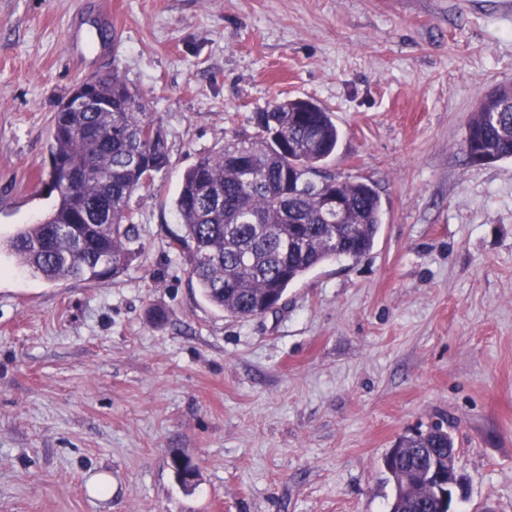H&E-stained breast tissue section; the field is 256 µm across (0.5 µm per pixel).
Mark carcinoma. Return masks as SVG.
I'll use <instances>...</instances> for the list:
<instances>
[{
  "mask_svg": "<svg viewBox=\"0 0 512 512\" xmlns=\"http://www.w3.org/2000/svg\"><path fill=\"white\" fill-rule=\"evenodd\" d=\"M92 111L54 114L49 145L62 177L73 165L90 173L55 192L46 216L23 225L6 244L32 275L94 284L129 267L135 224L131 197L169 164L166 135L155 113L117 71L88 79ZM256 135L240 134L203 154L184 173L175 199L182 234L172 247L191 280L215 308L252 319L288 286L330 259L359 260L373 248L381 200L362 178L322 186L313 176L336 151L330 112L304 99L275 102L261 113ZM464 147L474 163L512 158V85L483 95L467 123ZM348 208L346 225L321 216L327 192ZM454 439L443 425L401 438L388 455L393 512H435L434 489L416 478L421 448L447 467Z\"/></svg>",
  "mask_w": 512,
  "mask_h": 512,
  "instance_id": "1",
  "label": "carcinoma"
}]
</instances>
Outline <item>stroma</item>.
Returning <instances> with one entry per match:
<instances>
[{
  "label": "stroma",
  "mask_w": 512,
  "mask_h": 512,
  "mask_svg": "<svg viewBox=\"0 0 512 512\" xmlns=\"http://www.w3.org/2000/svg\"><path fill=\"white\" fill-rule=\"evenodd\" d=\"M113 69L170 164L130 201L119 277L48 282L0 252V512H388L385 454L436 422L457 512H512V160L462 147L479 97L512 84V0H0V240L53 202L59 103ZM294 98L332 113L323 170L372 182L381 230L236 319L173 252L174 198L198 156ZM171 467L181 485L186 488H192L197 479L196 466L192 458L186 455H174L171 459Z\"/></svg>",
  "instance_id": "35a3bbf8"
}]
</instances>
